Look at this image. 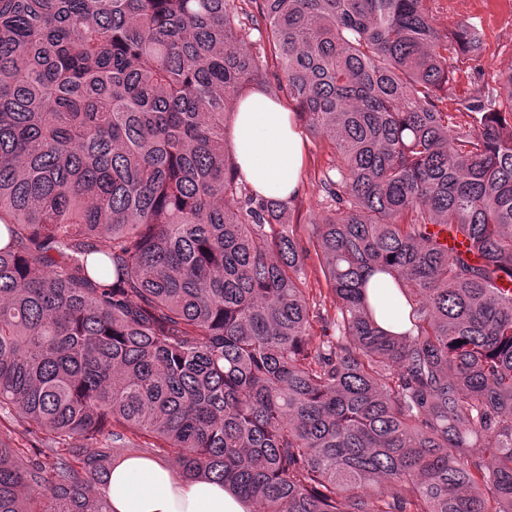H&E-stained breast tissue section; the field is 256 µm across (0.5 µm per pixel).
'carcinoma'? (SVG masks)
Here are the masks:
<instances>
[{"mask_svg":"<svg viewBox=\"0 0 512 512\" xmlns=\"http://www.w3.org/2000/svg\"><path fill=\"white\" fill-rule=\"evenodd\" d=\"M479 49L426 0H0V412L53 458L0 434V512H110L138 438L262 512H512V122L437 105ZM271 58L335 155L305 238L227 142ZM307 272L308 288H313V294L316 296L317 301L319 300L323 305L331 308V306L334 304L333 297L328 291L329 287L326 285L318 265L316 266L315 263L309 262V265L307 266Z\"/></svg>","mask_w":512,"mask_h":512,"instance_id":"obj_1","label":"carcinoma"}]
</instances>
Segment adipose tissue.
I'll return each mask as SVG.
<instances>
[{
    "label": "adipose tissue",
    "mask_w": 512,
    "mask_h": 512,
    "mask_svg": "<svg viewBox=\"0 0 512 512\" xmlns=\"http://www.w3.org/2000/svg\"><path fill=\"white\" fill-rule=\"evenodd\" d=\"M228 141L241 178L257 193L280 200L296 193L304 143L294 113L253 93L241 102ZM108 491L111 512H250L222 483L181 479L146 456L113 460Z\"/></svg>",
    "instance_id": "ef3b65f1"
}]
</instances>
